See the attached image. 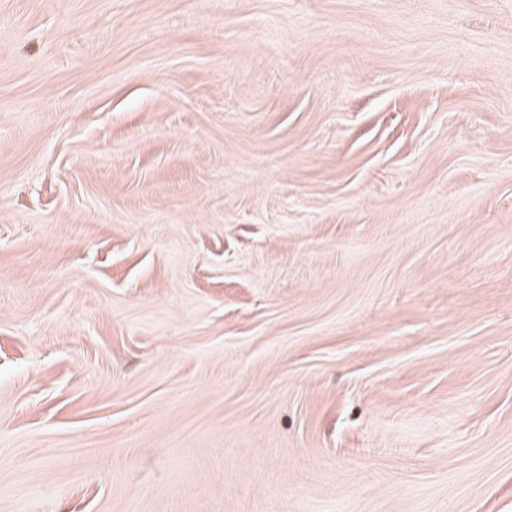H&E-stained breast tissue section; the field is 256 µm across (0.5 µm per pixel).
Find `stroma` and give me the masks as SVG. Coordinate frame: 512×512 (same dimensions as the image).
<instances>
[{
    "instance_id": "stroma-1",
    "label": "stroma",
    "mask_w": 512,
    "mask_h": 512,
    "mask_svg": "<svg viewBox=\"0 0 512 512\" xmlns=\"http://www.w3.org/2000/svg\"><path fill=\"white\" fill-rule=\"evenodd\" d=\"M0 512H512V0H0Z\"/></svg>"
}]
</instances>
